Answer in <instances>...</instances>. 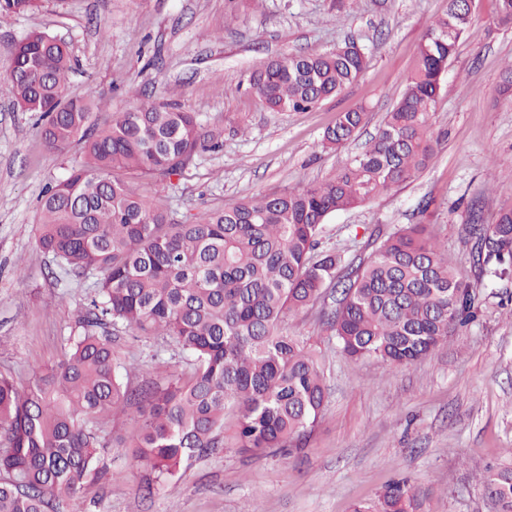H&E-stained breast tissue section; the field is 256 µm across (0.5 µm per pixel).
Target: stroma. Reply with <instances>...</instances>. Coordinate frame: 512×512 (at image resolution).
I'll return each mask as SVG.
<instances>
[{"instance_id":"35a3bbf8","label":"stroma","mask_w":512,"mask_h":512,"mask_svg":"<svg viewBox=\"0 0 512 512\" xmlns=\"http://www.w3.org/2000/svg\"><path fill=\"white\" fill-rule=\"evenodd\" d=\"M447 0H46L36 13L0 22L5 51L44 31L66 41L76 64L68 94L94 90L115 112L145 94L179 85L201 121L224 130V148L183 178L158 185L179 214L332 177L375 134L398 101L428 26ZM495 0H475V29L462 38L444 77L432 120L428 166L411 182L330 216L322 245L356 262L404 224H424L476 287L481 308L449 331L437 352L409 366L344 356L319 308L293 328L319 357L328 399L307 447L252 458L232 443L193 460L182 475L143 496L147 469L122 448L104 449L110 474L62 512H352L386 486L407 479L427 497L428 512H487L481 473L512 448V276L481 274L467 224L471 205L485 222L512 208V99L498 94L512 61V26L494 21ZM369 64L341 96L306 112H270L245 93H225L262 61L285 51L321 53L347 39ZM367 111L358 139L323 148L337 112ZM78 145L48 149L37 118L0 95V373L21 386L47 375L92 292L87 280L53 274L35 245L39 199L78 160ZM114 345L137 386L163 352L180 371L188 362L162 337Z\"/></svg>"}]
</instances>
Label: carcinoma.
<instances>
[{"label":"carcinoma","mask_w":512,"mask_h":512,"mask_svg":"<svg viewBox=\"0 0 512 512\" xmlns=\"http://www.w3.org/2000/svg\"><path fill=\"white\" fill-rule=\"evenodd\" d=\"M42 0H0V19L32 14ZM495 21L512 25V0H496ZM474 30L473 0H448L421 41L397 103L369 146L333 177L180 218L149 187L169 183L224 145L181 101L147 96L100 121L94 92L68 97L67 45L33 32L8 53L0 92L44 120L40 136L59 149L82 144L83 160L46 187L37 247L64 273L92 280V295L65 338L51 373L19 389L0 374V512H58L98 481L101 448H130L153 473L152 493L188 463L224 447L231 430L252 457L305 445L326 404L324 368L285 324L331 296L326 324L354 360L407 366L430 356L465 325L479 293L464 285L424 224H403L346 264L319 249L326 219L398 187L426 168L434 151L432 115L448 61ZM348 40L328 53H282L225 91L245 90L271 111H306L337 97L367 67ZM362 109L339 112L323 145L346 147L364 125ZM474 261L503 276L512 267V209L490 224L473 218ZM162 336L190 358L179 373L157 352L158 379L132 388L110 330ZM136 408L118 440L103 421ZM491 512H512V465L483 476ZM354 512H426L406 480Z\"/></svg>","instance_id":"cac0c4a2"}]
</instances>
